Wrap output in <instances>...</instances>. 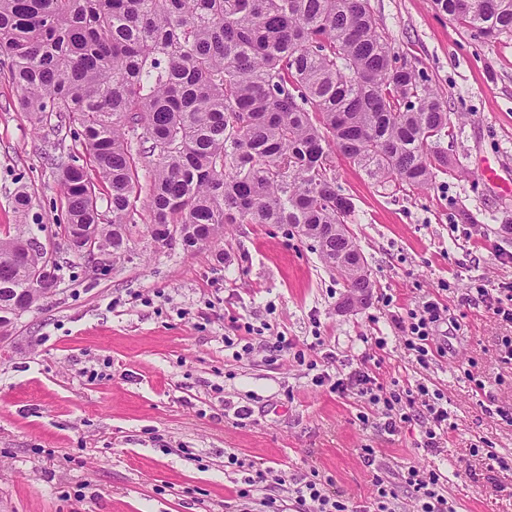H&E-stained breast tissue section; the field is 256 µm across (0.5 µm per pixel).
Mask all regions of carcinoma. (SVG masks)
<instances>
[{
    "mask_svg": "<svg viewBox=\"0 0 512 512\" xmlns=\"http://www.w3.org/2000/svg\"><path fill=\"white\" fill-rule=\"evenodd\" d=\"M473 37L512 36V0H433ZM0 55L40 123L81 127L97 186L73 155L55 163L63 230L78 256L131 252L142 192L134 144L152 156L146 193L162 241L212 242L227 224H288L363 296L374 288L340 213L334 158L382 186H428L451 161V116L404 65L369 0H0ZM0 237V328L32 307L56 265Z\"/></svg>",
    "mask_w": 512,
    "mask_h": 512,
    "instance_id": "1",
    "label": "carcinoma"
}]
</instances>
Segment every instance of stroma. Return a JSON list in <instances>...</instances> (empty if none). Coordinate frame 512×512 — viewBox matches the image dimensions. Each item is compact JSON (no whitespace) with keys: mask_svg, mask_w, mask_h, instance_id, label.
<instances>
[{"mask_svg":"<svg viewBox=\"0 0 512 512\" xmlns=\"http://www.w3.org/2000/svg\"><path fill=\"white\" fill-rule=\"evenodd\" d=\"M370 5L399 62L428 77L455 120L441 141L453 169L424 190L383 189L336 157L374 281L358 307L343 306L341 278L285 225L231 224L187 251L155 240L140 204L130 258H78L52 160L84 156L82 140L34 123L0 57V234L37 228L59 265L52 294L0 331V512H265L267 497L300 512L290 486L314 470L351 512H370L373 476L396 483L410 465L441 473L456 512H512V468L496 462L512 459V363L501 358L512 325L475 294L512 283V36L472 37L432 0ZM22 187L23 215L12 203ZM431 297L456 326L447 355L423 367L395 320ZM252 328L251 354L225 349ZM279 336L305 362L276 351ZM359 369L443 394L451 427L437 447L425 418L387 430L366 399L314 380ZM230 453L285 484L239 499L246 472Z\"/></svg>","mask_w":512,"mask_h":512,"instance_id":"1","label":"stroma"}]
</instances>
